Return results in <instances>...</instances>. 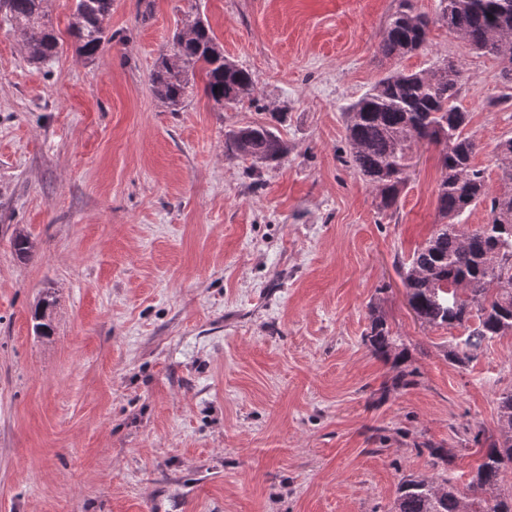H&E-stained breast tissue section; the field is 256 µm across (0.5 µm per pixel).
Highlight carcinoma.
I'll use <instances>...</instances> for the list:
<instances>
[{"label": "carcinoma", "mask_w": 512, "mask_h": 512, "mask_svg": "<svg viewBox=\"0 0 512 512\" xmlns=\"http://www.w3.org/2000/svg\"><path fill=\"white\" fill-rule=\"evenodd\" d=\"M47 2L0 0V11L32 61H47L61 47ZM73 2L67 32L80 55L92 60L112 43L105 26L112 0ZM435 24L447 27L471 49L498 59L501 78L512 82V0H440L434 17L418 11L414 0H401L378 53L391 60L426 48ZM184 27L151 74L155 98L179 111L193 93L198 74L205 94L222 109L252 98L254 74L224 57L209 23L189 14ZM460 81V65H450L446 58L421 72L393 71L345 112L353 169L377 191L382 210L397 206L409 179L413 144L426 140L441 146L436 186L441 223L402 264V275L417 319L431 327L462 329V336L448 348V361L454 365L469 362L491 340L512 335V137L495 146L494 160L507 186L492 194L483 170L472 165L478 143L465 132L468 112L458 103ZM226 143L255 164L278 161L287 153L286 142L271 123L232 129ZM480 204L486 206L488 222L463 233L464 215ZM11 244L21 257L34 249L21 231ZM51 306L48 295L33 313L36 330L44 336L51 331ZM364 340L377 356L399 349L397 337L376 309ZM415 374L400 369L383 392L413 385ZM497 415L501 437L489 444L465 489L447 477H405L393 512H512V488H502L503 471L512 466V390L499 394Z\"/></svg>", "instance_id": "carcinoma-1"}]
</instances>
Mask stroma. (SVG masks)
<instances>
[{
	"instance_id": "obj_1",
	"label": "stroma",
	"mask_w": 512,
	"mask_h": 512,
	"mask_svg": "<svg viewBox=\"0 0 512 512\" xmlns=\"http://www.w3.org/2000/svg\"><path fill=\"white\" fill-rule=\"evenodd\" d=\"M398 5L113 0L112 44L88 61L72 0H48L62 46L43 64L0 20V512H391L401 476L468 483L499 434L512 335L458 366V329L416 320L400 270L440 221L439 150L415 146L379 211L345 110L389 71L456 60L472 164L496 193L512 91L439 25L382 59ZM190 10L254 73L252 100L221 110L199 83L177 112L154 97ZM275 112L280 162L227 151L226 130ZM374 308L415 385L382 393L395 369L363 341Z\"/></svg>"
}]
</instances>
